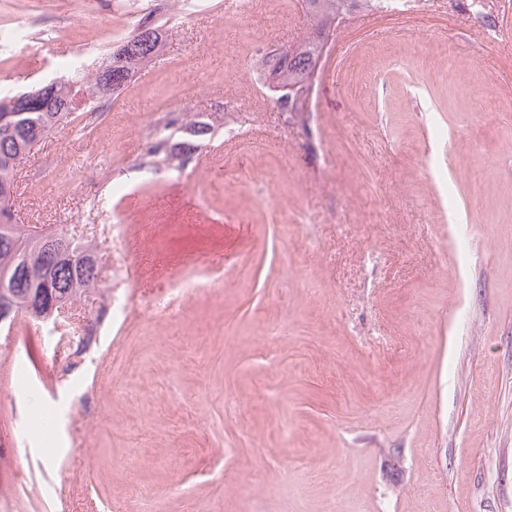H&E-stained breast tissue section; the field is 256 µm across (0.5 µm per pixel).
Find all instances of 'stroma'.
<instances>
[{
    "label": "stroma",
    "mask_w": 512,
    "mask_h": 512,
    "mask_svg": "<svg viewBox=\"0 0 512 512\" xmlns=\"http://www.w3.org/2000/svg\"><path fill=\"white\" fill-rule=\"evenodd\" d=\"M470 2L353 14L302 127L254 74L297 0H0L1 96L168 27L18 166L15 224L94 244L102 273L83 345L23 318L0 340V512H512V42L478 38L512 0ZM182 112L211 134L145 165ZM116 221L149 260L117 330ZM222 256L217 296L148 310Z\"/></svg>",
    "instance_id": "1"
}]
</instances>
